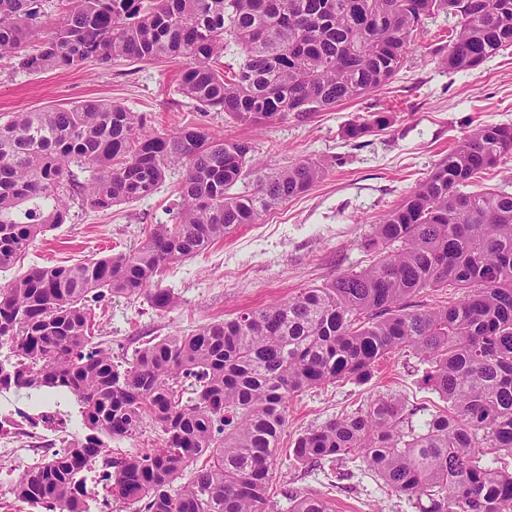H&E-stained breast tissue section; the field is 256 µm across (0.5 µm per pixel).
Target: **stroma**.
Here are the masks:
<instances>
[{"label":"stroma","instance_id":"stroma-1","mask_svg":"<svg viewBox=\"0 0 512 512\" xmlns=\"http://www.w3.org/2000/svg\"><path fill=\"white\" fill-rule=\"evenodd\" d=\"M447 33V20L427 23L396 79L363 99L342 103L305 122L291 118L256 128L228 122L220 112H201L179 89V59L122 61L108 67L88 61L42 73L22 70L13 59H0L1 123L18 112L101 100L145 113L151 129L158 132L202 124L219 135L250 140L270 168L305 156L330 164L327 175L307 193L171 265L163 285L178 298L172 309L155 310L143 298L107 297L91 303L98 333L109 340L113 355L131 356L150 339L235 317L241 310L369 265L372 256L360 242L371 224L400 204L467 131L479 124H512V48L478 70L451 72L432 54ZM378 111L391 113L388 129L346 140L347 123ZM182 179V171H171L149 199L103 212L73 200L66 224L47 231L13 266L1 269L0 285L35 265H70L136 247L151 225L168 223L179 208ZM424 370L416 355L398 350L380 360L368 384L340 381L293 399L272 466L271 512H288L292 494L327 498L334 512H418L413 502L395 496L372 472L353 470L351 479L340 481L333 471L293 463L288 446L298 434L380 397L396 396L418 408L414 422L422 424L443 406L438 394L423 386Z\"/></svg>","mask_w":512,"mask_h":512}]
</instances>
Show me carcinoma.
<instances>
[{
	"instance_id": "carcinoma-1",
	"label": "carcinoma",
	"mask_w": 512,
	"mask_h": 512,
	"mask_svg": "<svg viewBox=\"0 0 512 512\" xmlns=\"http://www.w3.org/2000/svg\"><path fill=\"white\" fill-rule=\"evenodd\" d=\"M43 2L0 0V58L28 72L180 58L182 94L237 125L305 122L379 90L442 15L448 44L433 55L450 71L512 47V0H69L28 53ZM234 47L242 58L228 77L222 59ZM389 125L372 112L344 135ZM511 159V124L475 126L371 225L369 266L117 361L92 332L88 299L143 296L173 308L177 296L158 279L167 265L306 193L327 166L305 157L270 169L247 139L199 124L149 131L145 114L116 103L16 113L0 124V269L66 223L68 197L105 211L152 195L171 169L185 174L171 223L153 225L135 249L35 266L0 286V390L69 394L89 430L28 470L15 500L88 512L77 487L100 464L136 512H266L288 402L336 381L364 384L382 357L408 348L443 410L417 430L416 410L380 398L299 435L289 456L312 469L357 461L419 512H512V178L478 189ZM73 165L89 178L73 179ZM450 285L461 296L410 308ZM148 421L159 447L112 460L103 438H131ZM289 512L331 508L302 496Z\"/></svg>"
}]
</instances>
